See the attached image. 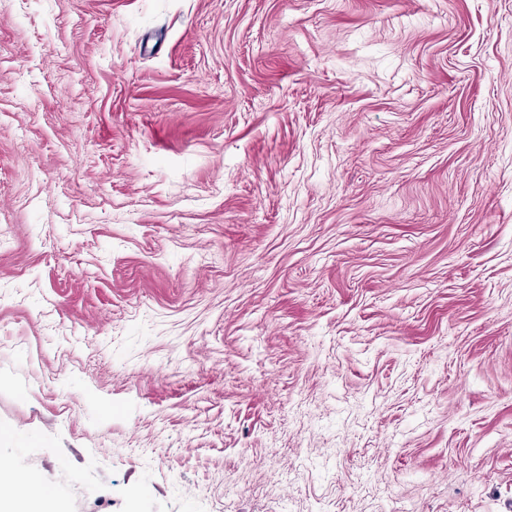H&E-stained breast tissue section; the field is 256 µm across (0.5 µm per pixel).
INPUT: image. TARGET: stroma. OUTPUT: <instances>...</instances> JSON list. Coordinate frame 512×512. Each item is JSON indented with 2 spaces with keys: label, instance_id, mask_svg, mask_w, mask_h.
Here are the masks:
<instances>
[{
  "label": "stroma",
  "instance_id": "35a3bbf8",
  "mask_svg": "<svg viewBox=\"0 0 512 512\" xmlns=\"http://www.w3.org/2000/svg\"><path fill=\"white\" fill-rule=\"evenodd\" d=\"M1 225L67 512H512V0H9Z\"/></svg>",
  "mask_w": 512,
  "mask_h": 512
}]
</instances>
